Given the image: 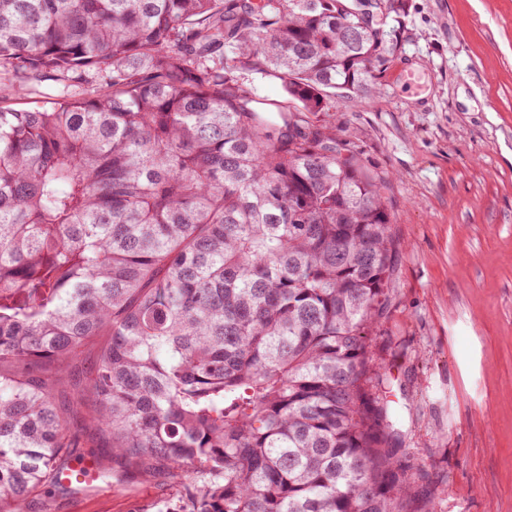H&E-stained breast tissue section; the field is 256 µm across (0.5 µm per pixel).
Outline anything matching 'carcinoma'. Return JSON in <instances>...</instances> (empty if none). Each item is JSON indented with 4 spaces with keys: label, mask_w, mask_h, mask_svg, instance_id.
<instances>
[{
    "label": "carcinoma",
    "mask_w": 512,
    "mask_h": 512,
    "mask_svg": "<svg viewBox=\"0 0 512 512\" xmlns=\"http://www.w3.org/2000/svg\"><path fill=\"white\" fill-rule=\"evenodd\" d=\"M407 2L0 0V63L111 88L0 109V506L80 488L101 439L184 512H423L373 352L390 177L331 120ZM103 333L61 400L41 365ZM253 83L261 99H269L273 102L283 101L285 93L282 82L279 79H269L260 75H252Z\"/></svg>",
    "instance_id": "cac0c4a2"
}]
</instances>
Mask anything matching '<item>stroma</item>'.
I'll use <instances>...</instances> for the list:
<instances>
[{"label":"stroma","instance_id":"1","mask_svg":"<svg viewBox=\"0 0 512 512\" xmlns=\"http://www.w3.org/2000/svg\"><path fill=\"white\" fill-rule=\"evenodd\" d=\"M414 72L406 83L401 71ZM0 63V106L54 101ZM336 128L388 171L397 241L375 340L428 512H512V0H410L376 96ZM167 472L58 493L55 512H179Z\"/></svg>","mask_w":512,"mask_h":512}]
</instances>
